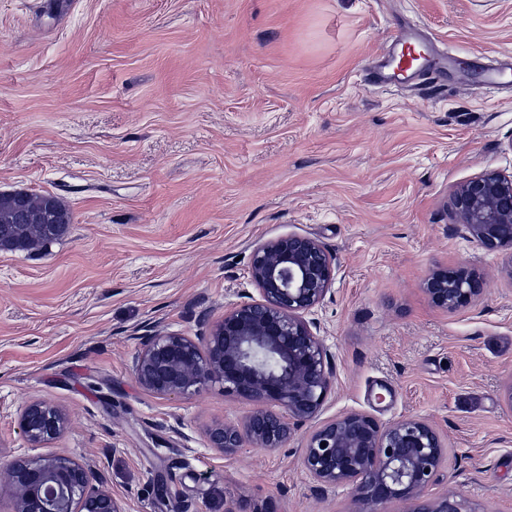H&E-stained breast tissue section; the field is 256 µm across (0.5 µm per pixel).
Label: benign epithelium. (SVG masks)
I'll list each match as a JSON object with an SVG mask.
<instances>
[{
  "instance_id": "benign-epithelium-1",
  "label": "benign epithelium",
  "mask_w": 512,
  "mask_h": 512,
  "mask_svg": "<svg viewBox=\"0 0 512 512\" xmlns=\"http://www.w3.org/2000/svg\"><path fill=\"white\" fill-rule=\"evenodd\" d=\"M450 206L481 249L512 251V173L473 176L452 192ZM18 247L14 226L0 225V250ZM335 276L336 257L313 237L291 233L259 243L250 265L258 297L224 310L200 336L142 337L132 371L158 396L186 397L218 386L252 403L241 422L206 431L208 446L221 455L230 457L247 443L264 451L282 448L295 425L318 417L331 392L329 354L308 315ZM481 291V277L466 266L436 270L425 281L429 301L446 311L477 302ZM18 424L28 447L44 448L64 435L68 418L60 407L35 400ZM447 456L426 421L406 417L383 425L361 412L322 422L301 449V463L318 488H349L352 512H384L382 506L394 501L405 504V512H469L454 494L425 496L443 478ZM8 491L13 512H123L91 469L65 455L16 458L8 467Z\"/></svg>"
}]
</instances>
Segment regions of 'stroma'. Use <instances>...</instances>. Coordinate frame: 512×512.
Masks as SVG:
<instances>
[{
    "label": "stroma",
    "mask_w": 512,
    "mask_h": 512,
    "mask_svg": "<svg viewBox=\"0 0 512 512\" xmlns=\"http://www.w3.org/2000/svg\"><path fill=\"white\" fill-rule=\"evenodd\" d=\"M405 23L442 59L512 57V0H0V191L72 215L47 251H0V512L38 398L70 419L51 451L123 512H350L300 464L310 424L227 459L205 431L248 402L161 398L131 372L142 335L199 332L255 295L254 246L288 233L336 258L314 312L320 420L424 418L448 448L429 496L512 512V253L448 209L475 174L512 172V85L367 84ZM459 265L483 292L445 312L424 282Z\"/></svg>",
    "instance_id": "obj_1"
}]
</instances>
